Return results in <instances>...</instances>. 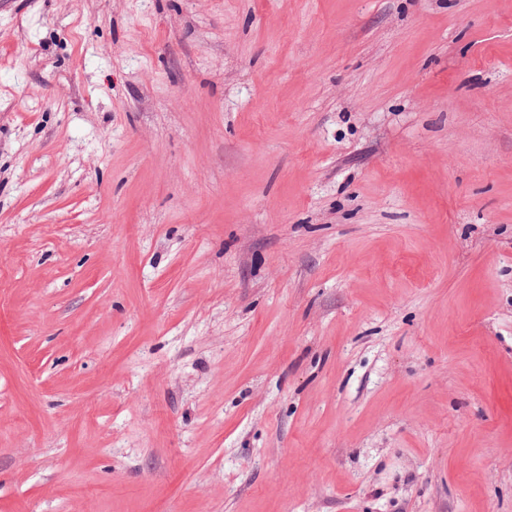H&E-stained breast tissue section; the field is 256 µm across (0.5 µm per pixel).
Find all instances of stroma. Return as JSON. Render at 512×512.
Segmentation results:
<instances>
[{
    "label": "stroma",
    "instance_id": "35a3bbf8",
    "mask_svg": "<svg viewBox=\"0 0 512 512\" xmlns=\"http://www.w3.org/2000/svg\"><path fill=\"white\" fill-rule=\"evenodd\" d=\"M0 512H512V0H0Z\"/></svg>",
    "mask_w": 512,
    "mask_h": 512
}]
</instances>
